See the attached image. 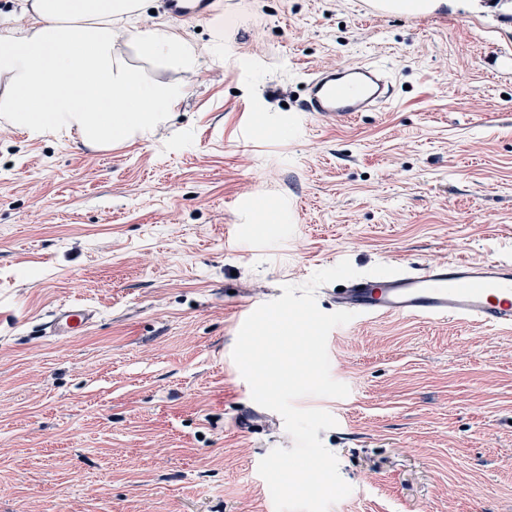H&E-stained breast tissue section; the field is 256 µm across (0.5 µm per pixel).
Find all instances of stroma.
Returning a JSON list of instances; mask_svg holds the SVG:
<instances>
[{
  "label": "stroma",
  "instance_id": "obj_1",
  "mask_svg": "<svg viewBox=\"0 0 512 512\" xmlns=\"http://www.w3.org/2000/svg\"><path fill=\"white\" fill-rule=\"evenodd\" d=\"M366 18L358 0H225L172 24L194 68L132 61L182 97L146 137L28 138L0 120V512H271L258 473L282 417L224 369L239 301L263 304L342 253H512V0ZM389 65L399 98L343 121L296 112L311 70ZM282 220L254 234L261 215ZM97 311L49 336L52 311ZM344 398L319 431L350 495L330 512H512V332L352 320L327 342ZM96 311L80 302L59 305L47 322L48 333L60 339L82 336L93 323Z\"/></svg>",
  "mask_w": 512,
  "mask_h": 512
}]
</instances>
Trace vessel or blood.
Masks as SVG:
<instances>
[{
	"mask_svg": "<svg viewBox=\"0 0 512 512\" xmlns=\"http://www.w3.org/2000/svg\"><path fill=\"white\" fill-rule=\"evenodd\" d=\"M213 0H167L176 20L207 14ZM403 0H361L366 17L388 16L401 10ZM396 81L390 68L375 62L348 63L312 71L298 111L323 119H346L389 105ZM337 310L358 317H406L479 324L512 329V258L402 264L393 276H360L346 280L333 295ZM96 312L80 302L59 305L47 323L51 336L69 339L83 335Z\"/></svg>",
	"mask_w": 512,
	"mask_h": 512,
	"instance_id": "vessel-or-blood-1",
	"label": "vessel or blood"
}]
</instances>
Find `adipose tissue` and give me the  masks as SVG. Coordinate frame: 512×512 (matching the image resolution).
Instances as JSON below:
<instances>
[{"label": "adipose tissue", "mask_w": 512, "mask_h": 512, "mask_svg": "<svg viewBox=\"0 0 512 512\" xmlns=\"http://www.w3.org/2000/svg\"><path fill=\"white\" fill-rule=\"evenodd\" d=\"M141 0H32L31 22L0 19V118L32 137L73 131L87 143H122L163 123L179 91L147 81L114 46L112 22ZM136 57L193 68L197 51L158 28L130 39Z\"/></svg>", "instance_id": "adipose-tissue-1"}]
</instances>
